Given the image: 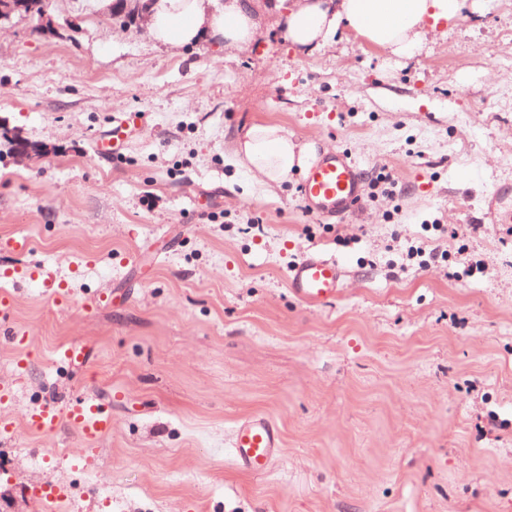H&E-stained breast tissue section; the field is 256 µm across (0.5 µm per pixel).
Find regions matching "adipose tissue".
I'll use <instances>...</instances> for the list:
<instances>
[{"mask_svg":"<svg viewBox=\"0 0 512 512\" xmlns=\"http://www.w3.org/2000/svg\"><path fill=\"white\" fill-rule=\"evenodd\" d=\"M461 0H298L281 15L285 37L297 50H314L347 28L396 55L415 52L426 29L454 20ZM257 21L243 0H225L221 8L205 11L202 0H153L151 33L173 47L195 45L204 35L226 44L249 43ZM236 158L265 181L281 184L306 171L317 158L314 145L294 142L273 124L244 128L235 139Z\"/></svg>","mask_w":512,"mask_h":512,"instance_id":"1","label":"adipose tissue"}]
</instances>
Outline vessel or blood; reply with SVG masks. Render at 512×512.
Returning a JSON list of instances; mask_svg holds the SVG:
<instances>
[{"instance_id": "vessel-or-blood-1", "label": "vessel or blood", "mask_w": 512, "mask_h": 512, "mask_svg": "<svg viewBox=\"0 0 512 512\" xmlns=\"http://www.w3.org/2000/svg\"><path fill=\"white\" fill-rule=\"evenodd\" d=\"M142 119L140 113L127 114L113 126L111 135L98 144V151L112 156L122 154ZM300 194L308 214L321 220L346 217L361 200V170L347 153L322 154L306 172ZM486 217L489 223L511 226L512 203L499 196L493 197ZM345 277L346 271L336 259L312 254L291 269L288 284L298 299L320 304L336 298ZM63 418L74 424L88 440L101 438L112 429L111 411L98 400L85 398L63 411L52 404L32 409L25 415V425L29 431L47 433ZM282 447L280 428L265 414H251L235 427L233 455L237 465L249 473L265 474L281 454Z\"/></svg>"}]
</instances>
